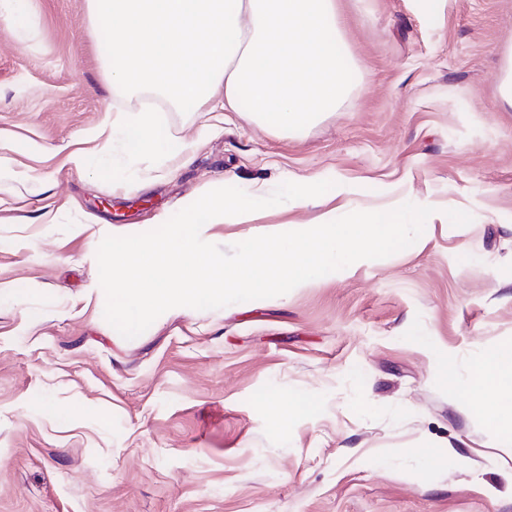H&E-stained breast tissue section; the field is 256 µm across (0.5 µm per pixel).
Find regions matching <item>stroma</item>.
Returning <instances> with one entry per match:
<instances>
[{
    "label": "stroma",
    "mask_w": 512,
    "mask_h": 512,
    "mask_svg": "<svg viewBox=\"0 0 512 512\" xmlns=\"http://www.w3.org/2000/svg\"><path fill=\"white\" fill-rule=\"evenodd\" d=\"M0 22V512H512V447L465 391L512 340V0H336L357 66L336 111L292 133L108 88L87 0H14ZM155 111L190 164L110 176L105 111ZM336 182L317 202L227 217L222 248L328 211L433 207L389 257L267 299L167 312L124 338L84 288L87 216L144 233L209 190ZM461 210L465 221L452 223ZM456 373L444 379L445 367ZM313 413L283 418L289 401ZM466 461L448 466V454Z\"/></svg>",
    "instance_id": "obj_1"
}]
</instances>
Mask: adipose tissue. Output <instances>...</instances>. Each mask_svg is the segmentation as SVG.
<instances>
[{"label":"adipose tissue","instance_id":"obj_1","mask_svg":"<svg viewBox=\"0 0 512 512\" xmlns=\"http://www.w3.org/2000/svg\"><path fill=\"white\" fill-rule=\"evenodd\" d=\"M88 13L108 37L110 86L154 91L188 112L213 102L286 132L335 111L355 81L335 0H88ZM88 137L102 157L117 138L136 156L187 161L196 149L170 142L149 111L105 118ZM468 400L512 444L511 341L472 363Z\"/></svg>","mask_w":512,"mask_h":512}]
</instances>
